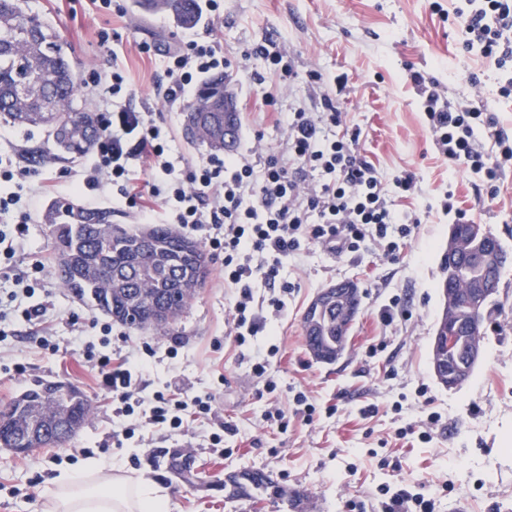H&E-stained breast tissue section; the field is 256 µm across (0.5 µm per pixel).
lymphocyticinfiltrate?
Here are the masks:
<instances>
[{"instance_id":"1","label":"lymphocytic infiltrate","mask_w":512,"mask_h":512,"mask_svg":"<svg viewBox=\"0 0 512 512\" xmlns=\"http://www.w3.org/2000/svg\"><path fill=\"white\" fill-rule=\"evenodd\" d=\"M444 10L432 0L431 10L451 20L458 30L462 51L481 66L494 71L498 94L512 99V0H451ZM241 58L257 70L279 77L280 88H290L296 72L277 40L268 38L244 47ZM167 81L159 95L169 108L187 103L197 81L228 70L232 61L223 43L183 42L169 56ZM408 80L423 100L428 128L438 152L449 161L465 165L496 194L505 163L512 161V135L499 128L488 107L480 101L451 103L435 77L409 71ZM105 134L89 162L83 187H115L127 204L137 207L143 220H151L152 200L160 198L170 210L178 230L210 229L207 244L224 257V285L233 292L232 331L238 345L257 336L268 315H278L294 286L281 281L288 257L307 246L329 253L357 254L365 242L380 245L393 257L414 233L418 221L394 207L392 198L408 196L416 187L414 174L395 176L383 183L377 169L359 154L360 129H346L335 100L324 95L322 109L309 112L297 107L284 120L282 150L220 156L211 154L187 168L182 177L160 188L155 171H170L160 128L149 115L119 108L102 117ZM336 128L334 137L324 131ZM488 129L496 147L485 150L478 129ZM263 279L272 293L256 299L255 279ZM131 357H120L117 370L107 377L115 395L114 417L133 435L130 419L145 409L146 424L178 430L185 416L214 415V396L156 393L139 396Z\"/></svg>"}]
</instances>
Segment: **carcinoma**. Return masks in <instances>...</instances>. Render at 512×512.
<instances>
[{"label":"carcinoma","mask_w":512,"mask_h":512,"mask_svg":"<svg viewBox=\"0 0 512 512\" xmlns=\"http://www.w3.org/2000/svg\"><path fill=\"white\" fill-rule=\"evenodd\" d=\"M146 12H168L182 26H192L199 17V0H136ZM224 76L204 80L195 97L211 93L218 97ZM82 98L74 62L64 52L59 36L36 14L25 12L17 0H0V118L17 126H44L54 133L55 126L81 112ZM104 130L98 127L87 138L62 144L53 143L58 151L71 157L89 153ZM193 142L224 150V138L203 128L190 137ZM54 249V274L62 288L92 311L134 327L129 319L136 314L140 321L151 319L154 310L172 306L183 310L203 288L211 274L208 258L200 264L198 288L174 297L171 288L187 260L186 252L204 253L194 239L171 230L166 224L147 226V237L133 247L136 232L112 223V214L104 210L73 206L61 210L52 204L46 214ZM487 246L495 252V265L488 267L476 257L462 254L453 259L451 273L442 274V297L448 299L446 312L457 327L453 346L431 344L430 362L450 361L466 366L463 380H468L475 367L468 364L473 349L484 347L483 323L498 292L500 274L508 261L502 244L486 236ZM485 283L490 294L478 309L469 306L471 295ZM360 306V295L335 296L313 316L303 317L302 326L308 350L320 361L336 357V347L347 349L352 322L348 308ZM27 404L18 409L11 401L0 408V439L17 445L27 433L28 420L38 419L55 439V446L71 438L69 424L82 428L91 416L89 400L78 388L70 397L69 421L55 419L51 385L39 383L26 391ZM168 471L179 481L192 483L199 479L195 459L176 450L166 461ZM251 476L249 488L223 482L224 500L246 501L253 506L261 500L280 501L288 512H308V496L275 482L259 470L245 469Z\"/></svg>","instance_id":"1"}]
</instances>
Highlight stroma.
I'll use <instances>...</instances> for the list:
<instances>
[{
    "instance_id": "35a3bbf8",
    "label": "stroma",
    "mask_w": 512,
    "mask_h": 512,
    "mask_svg": "<svg viewBox=\"0 0 512 512\" xmlns=\"http://www.w3.org/2000/svg\"><path fill=\"white\" fill-rule=\"evenodd\" d=\"M58 32L81 79L124 69L129 95L114 98L84 88L87 104L103 114L122 106L150 113L162 128L172 174L157 172L159 184L181 176L209 155L204 144L190 143L183 112L168 110L154 96L166 78L167 54L191 37L170 15L143 12L135 0H112L102 9L93 0H20ZM108 42H101L100 32ZM215 37L237 63L228 82L241 136L236 152L279 146L283 127L276 120L297 104L316 111L307 91V74L326 80L347 74L337 100L348 127L361 131L359 152L385 181L415 174L413 195L395 201L398 211L420 224L397 258L367 244L354 256H336L312 246L283 264L281 276L294 283L286 309L268 336L238 346L232 334L233 296L224 286V263L212 259V273L165 336L133 330L93 312L59 287L44 214L51 201L68 198L85 207L111 211L116 224L141 225L137 209L113 197L111 187L90 196L77 186L87 174V159L47 157L33 163L30 148L42 145L43 130L0 120V158L23 168L20 207L30 216L25 235L14 238L0 256V405L37 379L77 385L94 406L88 424L61 447L19 457L0 449V512H42V494L60 471H80L86 457L103 456L123 473H151L167 486L170 512H251L248 503L228 502L220 485L226 472L257 469L280 484L302 487L310 512H380L383 490L412 485L435 502V512H512V265L502 273L496 306L485 323L484 353L473 375L455 389L442 387L430 364L433 332L442 312L438 288L440 259L458 215L481 225L512 251V163L506 164L496 196H489L465 166L443 158L426 124L419 98L406 74L435 76L449 101L480 96L500 128L512 134V100L496 96V76L463 54L455 32L433 14L428 0H224L213 24ZM277 38L294 57V89L263 105L278 85L275 74L257 83L252 67L238 53L262 37ZM151 44V55L137 51ZM480 85H473L472 75ZM38 269L32 300L15 298L17 273ZM355 280L362 305L345 354L335 363L314 360L305 343L302 318L312 297L341 280ZM400 304L393 321L381 309L391 298ZM47 305L43 316L27 320L30 301ZM267 378L252 370L256 354L270 345ZM154 354L138 375L142 397L155 393L212 392L215 418L189 421L181 431L150 427L121 437L112 415V395L94 365L97 358ZM277 384L266 393V379ZM306 392L316 408L306 420L293 401ZM288 413V431L264 420L271 406ZM442 416L429 441H421L430 412ZM236 425L226 438L229 457L209 445L221 423ZM165 448L192 450L201 482L177 481L157 464Z\"/></svg>"
}]
</instances>
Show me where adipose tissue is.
Listing matches in <instances>:
<instances>
[{
    "instance_id": "1",
    "label": "adipose tissue",
    "mask_w": 512,
    "mask_h": 512,
    "mask_svg": "<svg viewBox=\"0 0 512 512\" xmlns=\"http://www.w3.org/2000/svg\"><path fill=\"white\" fill-rule=\"evenodd\" d=\"M109 479H102L103 471ZM44 512H169V493L152 477L111 470L107 460H90L82 474L61 472L44 491Z\"/></svg>"
}]
</instances>
